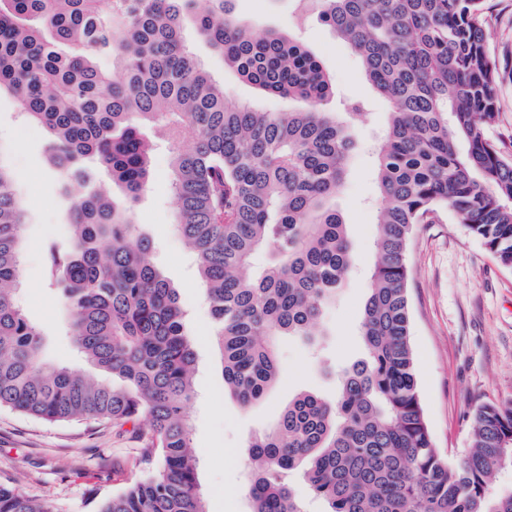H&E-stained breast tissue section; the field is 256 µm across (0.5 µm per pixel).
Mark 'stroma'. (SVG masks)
Returning a JSON list of instances; mask_svg holds the SVG:
<instances>
[{
	"mask_svg": "<svg viewBox=\"0 0 512 512\" xmlns=\"http://www.w3.org/2000/svg\"><path fill=\"white\" fill-rule=\"evenodd\" d=\"M234 6L256 29L292 32L320 58L334 87L326 111L340 114L347 102L362 100L367 116L356 126L348 175L334 200L349 226L357 261L335 304L323 313L325 357L315 358L298 338L283 337L279 381L247 409L224 394L209 303L190 251L174 231L177 206L170 189V146L159 140L157 129L145 130L157 142L153 175L129 216L136 236L151 240L154 263L189 312L196 371L188 413L206 512H249L241 491L246 439L271 427L299 391L334 399L344 368L364 355L359 325L375 262L374 205L379 197L373 167L389 110L347 44L301 0H235ZM486 7L488 48L499 76L496 122L489 134L512 154V0H486ZM184 37L212 79L223 85L228 100L267 112L295 110V103L264 95L241 79L193 26H186ZM48 140L46 131L19 117L9 95L0 96V146L7 149L16 186L28 201L23 286L16 302L44 334L43 362L81 369L82 357L62 332L66 307L46 283L43 255L46 240L65 236L69 202L80 188L50 163ZM409 263L411 341L420 401L435 447L457 459L470 446L475 407L512 398V268L499 264L479 239L446 217L417 226ZM140 446L138 439L108 422L47 423L0 409V482L63 506L65 512H95L99 502L122 490L138 473Z\"/></svg>",
	"mask_w": 512,
	"mask_h": 512,
	"instance_id": "1",
	"label": "stroma"
}]
</instances>
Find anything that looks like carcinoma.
Instances as JSON below:
<instances>
[{"label": "carcinoma", "instance_id": "carcinoma-1", "mask_svg": "<svg viewBox=\"0 0 512 512\" xmlns=\"http://www.w3.org/2000/svg\"><path fill=\"white\" fill-rule=\"evenodd\" d=\"M232 0H0V93L46 128L53 166L81 181L68 233L44 245L49 285L85 361L120 380L40 364L43 333L16 306L25 200L0 155V408L48 423L109 421L144 448L142 466L98 512H205L186 405L196 357L177 291L131 243L129 205L151 177L146 124L182 146L171 159L176 229L192 250L217 325L224 393L247 408L276 382L277 342L322 345V313L354 261L333 205L353 133L321 109L333 93L319 58L290 34H261ZM390 106L376 153L377 261L360 335L365 356L328 401L295 394L246 442L250 512H306L297 470L325 512H512L493 488L512 468V399L477 406L454 462L433 447L410 342L408 244L450 215L512 267V158L488 136L498 74L485 0H314ZM192 23L261 92L301 104L261 112L230 102L187 49ZM119 62L121 79L99 65ZM124 192H97L90 163ZM269 254L256 270L253 257ZM0 512H61L0 482Z\"/></svg>", "mask_w": 512, "mask_h": 512}]
</instances>
